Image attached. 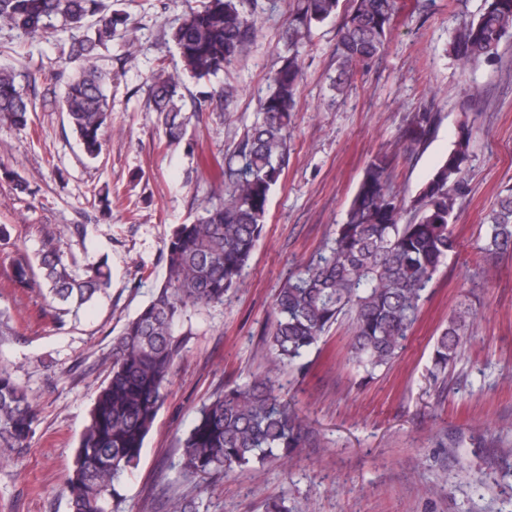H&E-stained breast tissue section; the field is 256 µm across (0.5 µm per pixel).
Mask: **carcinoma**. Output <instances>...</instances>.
Wrapping results in <instances>:
<instances>
[{"label":"carcinoma","instance_id":"carcinoma-1","mask_svg":"<svg viewBox=\"0 0 512 512\" xmlns=\"http://www.w3.org/2000/svg\"><path fill=\"white\" fill-rule=\"evenodd\" d=\"M339 0H294L282 33L287 55L267 77L259 115L226 163L224 191L188 224H179L166 248V277L140 312L112 341L106 384L94 399L65 483L70 512H115L123 478L139 464L179 354L178 327L191 307L224 304L239 286L266 224L272 188L288 164L295 96L303 80L300 48L312 27L337 13ZM396 0H353L334 48L332 90L344 94L352 77L385 48ZM62 21L70 31L73 71L62 70L60 108L90 159L103 151L112 112L107 89L112 75L98 65L99 49L126 22L102 0H0V24L34 38ZM253 0H200L172 33L183 71L196 80L229 71L243 56L255 30ZM512 38V0H484L480 14L459 23L449 49L462 66L475 65ZM31 73L0 65V120L27 126L26 85ZM163 144L178 146L192 115L185 112L179 76L159 64L150 86ZM438 114L423 107L412 114L403 137L411 147L434 134ZM470 153L467 126L415 197L406 200L391 182L396 158L378 153L366 164L345 219L331 241L277 294L267 336L273 368L262 379L227 385L203 404L180 438L184 477L231 475L252 465L277 463L302 447L306 430L296 404L273 373L302 361L333 324L347 318L346 354L364 377L390 367L405 349L418 321L424 294L456 248L450 229L467 193ZM482 251L492 259L512 251V193L486 217ZM10 283L18 291L43 285L52 302L70 312L111 286L106 263L72 273L59 244L45 245L33 265L17 249ZM476 313L462 301L448 316L432 351L433 380L445 376L471 341ZM34 402L0 363V458L19 459L35 433Z\"/></svg>","mask_w":512,"mask_h":512}]
</instances>
